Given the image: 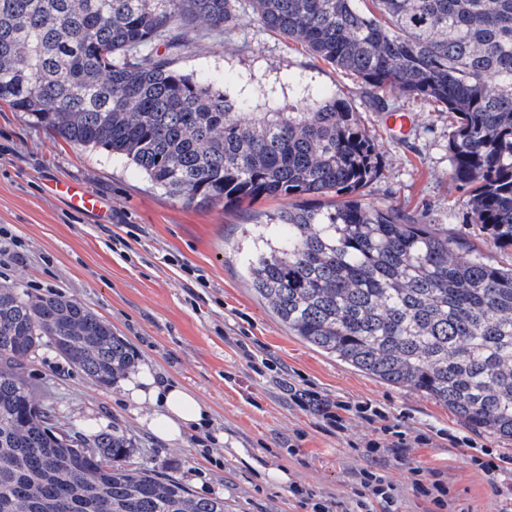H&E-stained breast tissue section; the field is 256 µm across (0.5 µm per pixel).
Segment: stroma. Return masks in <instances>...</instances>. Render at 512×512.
Masks as SVG:
<instances>
[{
    "label": "stroma",
    "instance_id": "stroma-1",
    "mask_svg": "<svg viewBox=\"0 0 512 512\" xmlns=\"http://www.w3.org/2000/svg\"><path fill=\"white\" fill-rule=\"evenodd\" d=\"M186 41L173 68L218 75L219 89L244 99L250 111L277 112L334 95L351 101L381 154V175L365 188V201L397 205L486 261L512 264V251L489 245L462 221L460 194L449 179L448 115L436 105L390 95L377 106L358 79L248 15L214 37L187 27ZM394 112L407 115L404 131L390 127ZM58 179L110 200L109 222L51 194L47 183ZM288 204L285 198L230 208L186 204L134 166L53 138L0 104V245L23 257L16 263L0 256V284L61 294L90 309L126 341L136 363L194 390L227 441L214 445L192 432L175 445L160 442L128 412L119 387L97 386L48 345L26 364L36 401L53 408L57 428L71 435L104 421L105 431L130 440L134 461L196 496L223 498L226 512H304L291 492L295 485L352 512L356 474L369 464L366 444L376 437L352 407L369 401L408 436L429 437L409 449L407 461L382 464L397 488L395 512L433 510L413 489L415 467L447 484V512H512V439L473 428L443 404L312 349L251 290L248 233ZM304 388L346 404L343 430L297 403L294 393ZM477 448L492 449L506 464L473 466ZM280 471L287 480L277 479Z\"/></svg>",
    "mask_w": 512,
    "mask_h": 512
}]
</instances>
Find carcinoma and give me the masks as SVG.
Returning a JSON list of instances; mask_svg holds the SVG:
<instances>
[{"label": "carcinoma", "mask_w": 512, "mask_h": 512, "mask_svg": "<svg viewBox=\"0 0 512 512\" xmlns=\"http://www.w3.org/2000/svg\"><path fill=\"white\" fill-rule=\"evenodd\" d=\"M247 10L370 96L448 113L465 223L512 249V0H0V103L187 204L329 198L269 215L256 295L311 347L512 439V267L362 200L381 161L348 100L243 118L211 76L172 68L187 25L222 32ZM45 344L100 387L134 368L82 304L0 285V512H225L131 462L122 434L61 439L24 375Z\"/></svg>", "instance_id": "carcinoma-1"}]
</instances>
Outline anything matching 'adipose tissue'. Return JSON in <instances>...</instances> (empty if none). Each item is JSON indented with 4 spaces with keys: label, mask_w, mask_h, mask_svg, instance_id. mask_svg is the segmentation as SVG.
<instances>
[{
    "label": "adipose tissue",
    "mask_w": 512,
    "mask_h": 512,
    "mask_svg": "<svg viewBox=\"0 0 512 512\" xmlns=\"http://www.w3.org/2000/svg\"><path fill=\"white\" fill-rule=\"evenodd\" d=\"M123 395L140 423L166 443L183 440L189 431L210 427L208 406L191 390L143 365L122 384Z\"/></svg>",
    "instance_id": "ef3b65f1"
}]
</instances>
